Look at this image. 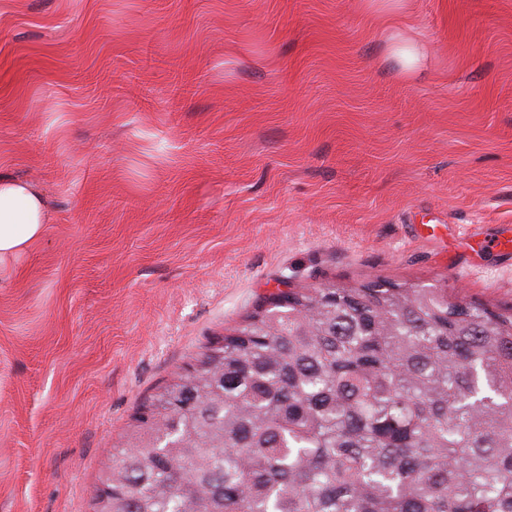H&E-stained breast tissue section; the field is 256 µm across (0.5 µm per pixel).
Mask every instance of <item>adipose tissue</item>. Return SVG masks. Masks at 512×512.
I'll use <instances>...</instances> for the list:
<instances>
[{
    "instance_id": "ef3b65f1",
    "label": "adipose tissue",
    "mask_w": 512,
    "mask_h": 512,
    "mask_svg": "<svg viewBox=\"0 0 512 512\" xmlns=\"http://www.w3.org/2000/svg\"><path fill=\"white\" fill-rule=\"evenodd\" d=\"M52 222L39 188L0 176V281L15 276L22 258L44 238Z\"/></svg>"
}]
</instances>
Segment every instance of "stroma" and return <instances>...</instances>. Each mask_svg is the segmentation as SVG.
<instances>
[{
	"mask_svg": "<svg viewBox=\"0 0 512 512\" xmlns=\"http://www.w3.org/2000/svg\"><path fill=\"white\" fill-rule=\"evenodd\" d=\"M0 174L55 214L0 284V512H94L281 283L512 307V0H0Z\"/></svg>",
	"mask_w": 512,
	"mask_h": 512,
	"instance_id": "obj_1",
	"label": "stroma"
}]
</instances>
